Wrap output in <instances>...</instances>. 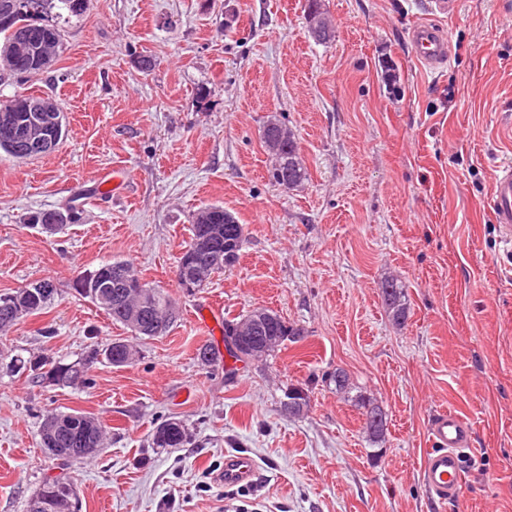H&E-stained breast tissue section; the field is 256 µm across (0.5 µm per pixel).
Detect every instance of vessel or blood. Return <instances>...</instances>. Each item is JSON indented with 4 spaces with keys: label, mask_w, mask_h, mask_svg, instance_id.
<instances>
[{
    "label": "vessel or blood",
    "mask_w": 512,
    "mask_h": 512,
    "mask_svg": "<svg viewBox=\"0 0 512 512\" xmlns=\"http://www.w3.org/2000/svg\"><path fill=\"white\" fill-rule=\"evenodd\" d=\"M411 44L420 63L445 64L451 47L443 28L432 22H420L410 32ZM490 205L506 246L508 270L512 271V162L500 165L492 183ZM430 450L425 454L420 475L432 498L447 503L462 491V458L471 439L470 425L459 415L444 412L430 422ZM258 463L253 456L238 452L224 458V484L235 487L252 483Z\"/></svg>",
    "instance_id": "b4317fda"
}]
</instances>
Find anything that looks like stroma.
Returning <instances> with one entry per match:
<instances>
[{
    "instance_id": "35a3bbf8",
    "label": "stroma",
    "mask_w": 512,
    "mask_h": 512,
    "mask_svg": "<svg viewBox=\"0 0 512 512\" xmlns=\"http://www.w3.org/2000/svg\"><path fill=\"white\" fill-rule=\"evenodd\" d=\"M321 5L335 25L325 44L306 0H91L50 70L0 80V102L49 96L66 122L51 153L0 154V293L43 278L60 288L0 332V512H27L43 477L63 472L77 512H512V277L489 204L512 159V0H460L434 71L409 40L426 0ZM272 118L309 171L294 191L270 180L260 132ZM115 171L131 177L118 198L100 185ZM70 204L77 221H27ZM205 204L234 212L246 241L188 294L174 270ZM108 260L169 294V332L137 340L72 290ZM388 277L409 307L400 327L379 296ZM210 305L227 320L267 308L303 334L263 361L208 365L200 348L224 343L198 324ZM116 339L136 357L100 361L84 389L8 368L17 353L71 362ZM339 368L350 393L328 379ZM294 385L311 397L298 417L282 410ZM363 398L387 415L382 442L362 430ZM72 410L98 418L106 439L64 469L39 425ZM448 410L473 439L461 498L439 505L420 466L429 423ZM171 417L188 443L153 447ZM233 451L258 461L254 485L225 487Z\"/></svg>"
}]
</instances>
